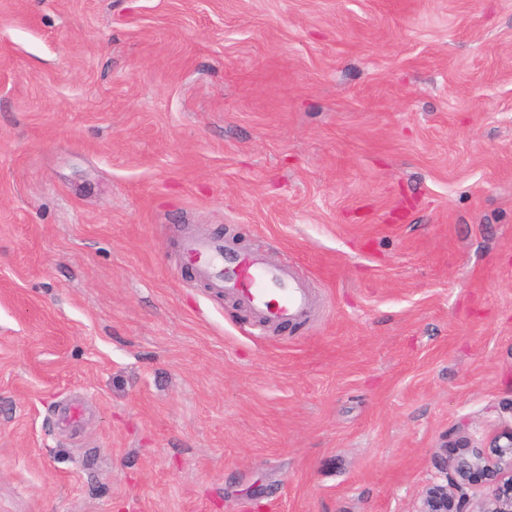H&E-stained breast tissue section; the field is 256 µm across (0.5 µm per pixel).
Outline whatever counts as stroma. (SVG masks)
Wrapping results in <instances>:
<instances>
[{
  "instance_id": "1",
  "label": "stroma",
  "mask_w": 512,
  "mask_h": 512,
  "mask_svg": "<svg viewBox=\"0 0 512 512\" xmlns=\"http://www.w3.org/2000/svg\"><path fill=\"white\" fill-rule=\"evenodd\" d=\"M511 425L512 0H0V512H407ZM177 248L206 288L235 296L260 326L304 320L312 308V295L291 264L270 263L216 236L188 233Z\"/></svg>"
}]
</instances>
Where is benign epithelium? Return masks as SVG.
<instances>
[{"label":"benign epithelium","instance_id":"obj_1","mask_svg":"<svg viewBox=\"0 0 512 512\" xmlns=\"http://www.w3.org/2000/svg\"><path fill=\"white\" fill-rule=\"evenodd\" d=\"M435 457L443 479L419 492L411 512H512V428L480 451L459 437Z\"/></svg>","mask_w":512,"mask_h":512}]
</instances>
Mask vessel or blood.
Instances as JSON below:
<instances>
[{
	"instance_id": "1",
	"label": "vessel or blood",
	"mask_w": 512,
	"mask_h": 512,
	"mask_svg": "<svg viewBox=\"0 0 512 512\" xmlns=\"http://www.w3.org/2000/svg\"><path fill=\"white\" fill-rule=\"evenodd\" d=\"M177 248L205 287L235 296L259 325L298 322L312 308V295L291 264L268 262L216 236L188 233Z\"/></svg>"
}]
</instances>
